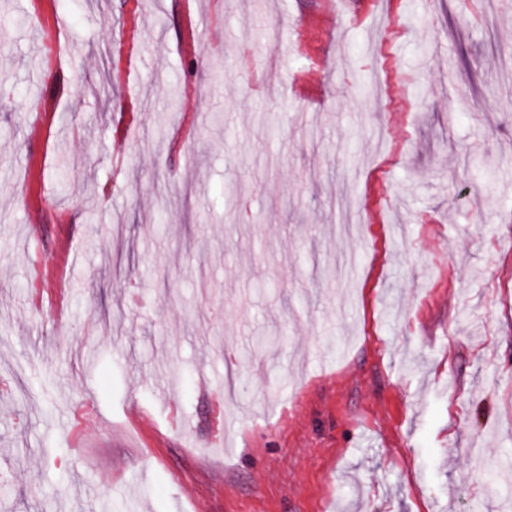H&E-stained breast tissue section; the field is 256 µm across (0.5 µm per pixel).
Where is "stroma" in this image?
Returning a JSON list of instances; mask_svg holds the SVG:
<instances>
[{"label": "stroma", "mask_w": 512, "mask_h": 512, "mask_svg": "<svg viewBox=\"0 0 512 512\" xmlns=\"http://www.w3.org/2000/svg\"><path fill=\"white\" fill-rule=\"evenodd\" d=\"M475 507L512 0H0V512Z\"/></svg>", "instance_id": "stroma-1"}]
</instances>
